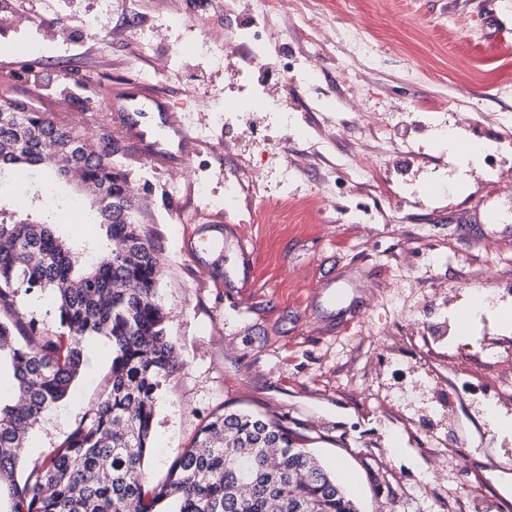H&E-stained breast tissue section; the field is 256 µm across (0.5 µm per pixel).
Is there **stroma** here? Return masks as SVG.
I'll use <instances>...</instances> for the list:
<instances>
[{"mask_svg": "<svg viewBox=\"0 0 512 512\" xmlns=\"http://www.w3.org/2000/svg\"><path fill=\"white\" fill-rule=\"evenodd\" d=\"M320 26L365 27L378 53L366 61L344 40L328 46L315 84L302 82L303 34L285 30L281 49L293 73L281 99L291 126L263 112L250 115L253 137L225 132L217 107L234 78L250 68L270 78L265 57L248 48L225 52L250 24L247 0H0V100L23 98L88 146L112 143L135 221L158 258L166 331L179 368L164 383L154 420L151 481L163 479L208 419L225 409L282 417L305 436L357 500L360 512H473L496 505L512 512V395L500 374L512 365V297L496 288L512 283V0H302ZM96 18L85 32L84 16ZM206 20L220 34L206 41ZM191 53H180L183 45ZM34 60L36 71L14 58ZM169 67L155 86L169 111L180 113L203 145L186 163L157 169L133 156L102 101L140 73ZM439 107L461 137L486 145L492 166L459 162L438 146L430 108ZM369 112L391 126L405 153L370 168L358 181L345 161L354 151L373 158L384 142L362 119ZM329 147L312 167L281 185V164L296 160L309 140ZM261 174L264 198L308 200L311 215L285 224L250 223L257 200L219 215L210 199L242 167ZM335 169L325 187L322 174ZM402 175L413 194L390 192ZM75 184L52 168L25 178L0 176L7 210L26 209L33 195L63 208ZM197 215L181 224L176 214ZM223 219L245 225L253 248L250 281L224 288V264L209 268L190 249L201 224ZM491 290L487 310L498 320L473 324L469 272ZM343 275L357 287L324 317L313 295L324 278ZM459 313L449 344L435 345L428 327L446 310ZM82 378L67 403L54 409L20 451L22 466L55 447L106 385L111 349L87 341ZM447 405H440V398Z\"/></svg>", "mask_w": 512, "mask_h": 512, "instance_id": "obj_1", "label": "stroma"}]
</instances>
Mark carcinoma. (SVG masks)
Instances as JSON below:
<instances>
[{
    "mask_svg": "<svg viewBox=\"0 0 512 512\" xmlns=\"http://www.w3.org/2000/svg\"><path fill=\"white\" fill-rule=\"evenodd\" d=\"M79 151L43 112L0 117V169H36ZM82 182L111 204L89 206L107 244L62 236L49 213L0 222V512H359L336 475L274 418L214 415L152 484L147 462L163 383L178 368L158 300V263L135 224L126 177L103 158ZM126 252L118 253V246ZM53 305L60 331L18 318L22 296ZM111 345L109 386L58 444L23 471L19 452L83 373L87 339Z\"/></svg>",
    "mask_w": 512,
    "mask_h": 512,
    "instance_id": "cac0c4a2",
    "label": "carcinoma"
}]
</instances>
